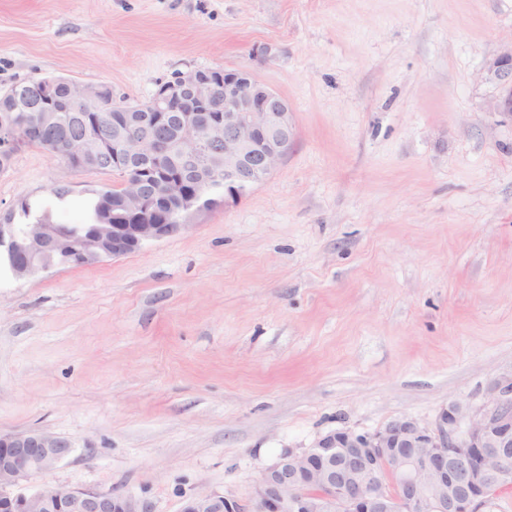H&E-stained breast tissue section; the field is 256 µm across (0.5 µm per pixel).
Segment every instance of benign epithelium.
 I'll return each mask as SVG.
<instances>
[{
  "mask_svg": "<svg viewBox=\"0 0 512 512\" xmlns=\"http://www.w3.org/2000/svg\"><path fill=\"white\" fill-rule=\"evenodd\" d=\"M512 76V49L489 66ZM33 98L17 105L37 113L40 126L60 124L61 112H91L105 97L102 86H81L57 77L31 78ZM68 90L59 104L55 90ZM140 109L155 120L140 135L129 126L139 114L123 112L122 122H86L69 138L67 166L123 168L147 163L155 179L165 175L166 137L175 130L183 167L201 155L224 170V198H236L265 180L288 152L293 124L288 103L245 69H198L160 81ZM179 223L93 224L77 239L62 224H0V266L17 280L52 269L49 258L78 256L79 266L94 265L140 250L189 227L199 211L198 194L181 185ZM114 198L126 212L158 209V199L124 182ZM74 451L55 433L0 431V512H155L151 501L131 494L46 485L26 492L22 482L49 474ZM512 475V377L496 382L486 404L474 410L454 401L435 427L400 418L372 434L331 431L300 453L287 452L260 475L251 510L218 491L185 500L180 512H478L488 500V485Z\"/></svg>",
  "mask_w": 512,
  "mask_h": 512,
  "instance_id": "benign-epithelium-1",
  "label": "benign epithelium"
}]
</instances>
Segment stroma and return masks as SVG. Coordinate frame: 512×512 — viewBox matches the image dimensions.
<instances>
[{"instance_id":"35a3bbf8","label":"stroma","mask_w":512,"mask_h":512,"mask_svg":"<svg viewBox=\"0 0 512 512\" xmlns=\"http://www.w3.org/2000/svg\"><path fill=\"white\" fill-rule=\"evenodd\" d=\"M510 48L512 0H0V92L54 76L135 104L246 69L293 123L277 169L186 230L0 271V431L74 446L27 489L246 503L328 432L481 407L512 373V115L487 71ZM120 182L26 147L0 216L79 224Z\"/></svg>"}]
</instances>
